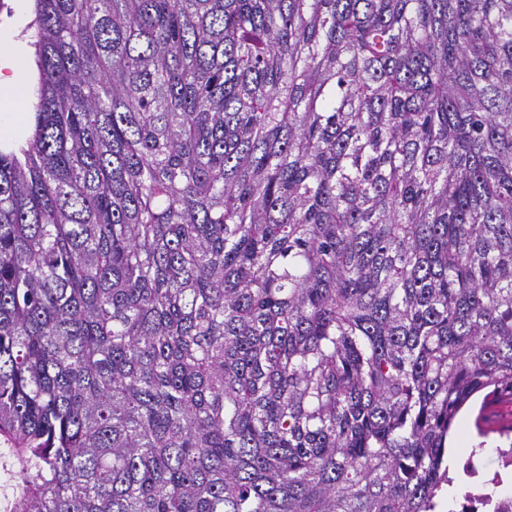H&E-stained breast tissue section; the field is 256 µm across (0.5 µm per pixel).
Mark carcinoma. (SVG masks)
<instances>
[{"instance_id": "cac0c4a2", "label": "carcinoma", "mask_w": 512, "mask_h": 512, "mask_svg": "<svg viewBox=\"0 0 512 512\" xmlns=\"http://www.w3.org/2000/svg\"><path fill=\"white\" fill-rule=\"evenodd\" d=\"M0 151L3 512H435L512 393V0H35ZM481 416L496 419L501 426H510L512 419V397L491 395L483 405ZM476 413H477V410H475L474 412H471V411L461 412V414L458 418V422H457V430L452 432L448 437V439L453 437L448 446H453V442H456L457 446H460L459 454L457 457V467L460 470H462V466L468 457L470 447L473 444L472 442L468 443L469 441L467 440V436L463 430L462 423L464 422L465 419H468L469 424L472 426V428L474 429V431L476 433V429L474 427V421H473Z\"/></svg>"}]
</instances>
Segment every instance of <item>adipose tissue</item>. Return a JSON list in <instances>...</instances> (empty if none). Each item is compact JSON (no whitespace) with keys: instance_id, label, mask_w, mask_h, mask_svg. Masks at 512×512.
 Masks as SVG:
<instances>
[{"instance_id":"obj_1","label":"adipose tissue","mask_w":512,"mask_h":512,"mask_svg":"<svg viewBox=\"0 0 512 512\" xmlns=\"http://www.w3.org/2000/svg\"><path fill=\"white\" fill-rule=\"evenodd\" d=\"M34 12L33 0H16L14 20L0 29V149L20 151L35 130V115L22 101L34 82L31 48L22 30Z\"/></svg>"}]
</instances>
